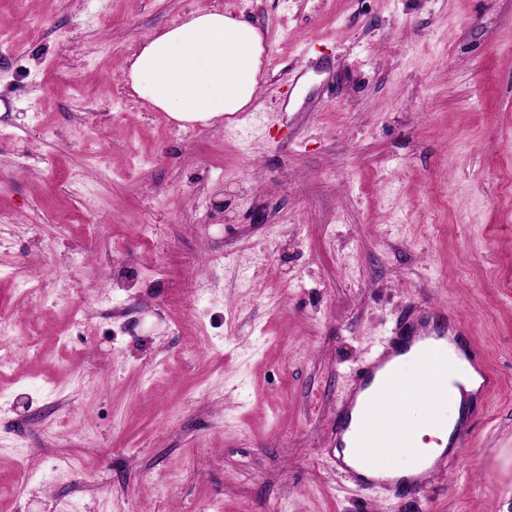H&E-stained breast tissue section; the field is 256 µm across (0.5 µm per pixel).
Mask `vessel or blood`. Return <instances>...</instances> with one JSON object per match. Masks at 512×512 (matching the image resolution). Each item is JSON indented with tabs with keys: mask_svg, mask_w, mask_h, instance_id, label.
<instances>
[{
	"mask_svg": "<svg viewBox=\"0 0 512 512\" xmlns=\"http://www.w3.org/2000/svg\"><path fill=\"white\" fill-rule=\"evenodd\" d=\"M452 357L464 371L476 375L477 388H470L467 378L454 381L449 387L442 383L440 373ZM408 358L418 359L422 365L414 391L421 402L434 405L452 394L465 404L472 393L485 394L498 386L496 376L478 353L463 341L460 332L449 331L447 313L422 307L397 325L392 336L372 358L355 368L349 398L337 410L333 420L336 466L347 471L362 488H383L400 497L419 494L427 488L419 473L425 461L417 451L409 453L416 468L415 474L409 476H375L369 473L368 467L374 451L385 447L400 430L397 418L382 410L378 395L389 384L397 364ZM464 453L461 433L453 432L447 450L436 458L434 465L443 469L450 463L462 462Z\"/></svg>",
	"mask_w": 512,
	"mask_h": 512,
	"instance_id": "obj_1",
	"label": "vessel or blood"
}]
</instances>
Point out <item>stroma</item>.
<instances>
[{"instance_id": "obj_1", "label": "stroma", "mask_w": 512, "mask_h": 512, "mask_svg": "<svg viewBox=\"0 0 512 512\" xmlns=\"http://www.w3.org/2000/svg\"><path fill=\"white\" fill-rule=\"evenodd\" d=\"M265 35L226 124L125 62ZM499 381L400 500L330 458L409 305ZM0 512H512V0H0ZM258 26L219 11L192 13L127 60L133 93L183 124L235 119L260 89ZM237 113V114H236Z\"/></svg>"}]
</instances>
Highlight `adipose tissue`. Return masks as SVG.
<instances>
[{"instance_id":"1","label":"adipose tissue","mask_w":512,"mask_h":512,"mask_svg":"<svg viewBox=\"0 0 512 512\" xmlns=\"http://www.w3.org/2000/svg\"><path fill=\"white\" fill-rule=\"evenodd\" d=\"M263 54L258 26L219 11L194 13L128 59L131 89L177 123L214 125L254 101L263 79ZM382 404L404 423L402 448L386 449L372 460L379 472L391 476L406 475L410 469L403 447L431 459L441 455L448 429L459 420L455 402L448 400L434 416L424 405L417 415H408V408L414 407L408 396L388 394Z\"/></svg>"}]
</instances>
